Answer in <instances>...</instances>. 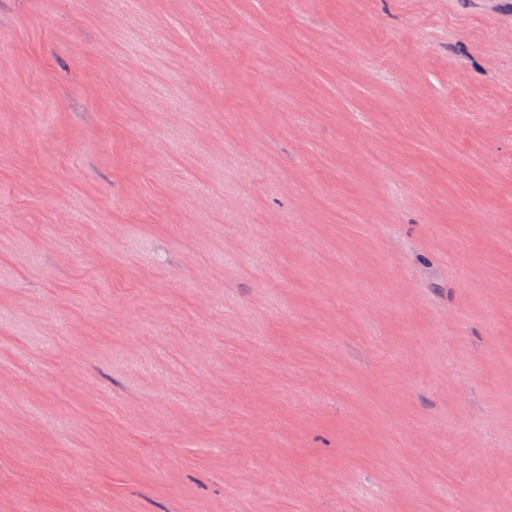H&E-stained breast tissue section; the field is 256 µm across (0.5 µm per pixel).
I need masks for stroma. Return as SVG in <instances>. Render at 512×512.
Listing matches in <instances>:
<instances>
[{
	"label": "stroma",
	"instance_id": "obj_1",
	"mask_svg": "<svg viewBox=\"0 0 512 512\" xmlns=\"http://www.w3.org/2000/svg\"><path fill=\"white\" fill-rule=\"evenodd\" d=\"M512 512V0H0V512Z\"/></svg>",
	"mask_w": 512,
	"mask_h": 512
}]
</instances>
